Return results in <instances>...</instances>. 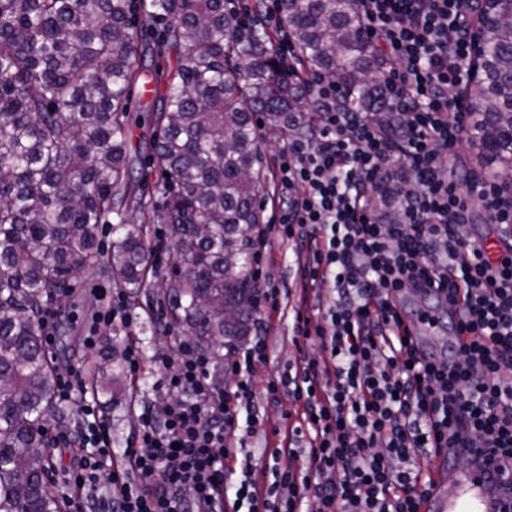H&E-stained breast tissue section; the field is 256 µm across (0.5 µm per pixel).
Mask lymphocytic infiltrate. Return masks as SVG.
I'll list each match as a JSON object with an SVG mask.
<instances>
[{
	"mask_svg": "<svg viewBox=\"0 0 512 512\" xmlns=\"http://www.w3.org/2000/svg\"><path fill=\"white\" fill-rule=\"evenodd\" d=\"M265 2L260 18L245 0L230 9L243 29L264 21L278 55L292 60L280 0ZM359 8L385 59L381 110H344L334 82L305 77L314 101L308 132L283 143L279 206L254 232L255 260L292 245L293 337L319 349L299 352L266 385L272 401L301 406L283 414L272 482L258 483L250 449L233 443L236 430L264 426L253 376L269 358L281 309L270 286L255 310L256 336L224 367L233 385L223 394L195 342L177 340L158 355L168 395L143 406L122 461L111 458L109 421L78 404L82 419L67 439L76 450L73 512H418L429 480L422 459L449 439L472 434L512 458V199L488 174L457 165L474 11L464 0H359ZM386 181L397 198L390 219L366 206ZM477 212L505 242L497 255L470 230ZM423 281L434 290L426 308L450 306L459 317L460 343L434 360L419 356L395 308ZM96 294L107 307L88 331L91 347L114 322L129 321L124 293ZM234 458L242 478L228 506L224 463ZM102 480L105 495L86 497Z\"/></svg>",
	"mask_w": 512,
	"mask_h": 512,
	"instance_id": "lymphocytic-infiltrate-1",
	"label": "lymphocytic infiltrate"
}]
</instances>
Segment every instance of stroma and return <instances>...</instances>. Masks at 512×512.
I'll return each instance as SVG.
<instances>
[{
  "label": "stroma",
  "instance_id": "obj_1",
  "mask_svg": "<svg viewBox=\"0 0 512 512\" xmlns=\"http://www.w3.org/2000/svg\"><path fill=\"white\" fill-rule=\"evenodd\" d=\"M170 254H163L156 262L155 269L158 277L147 288H144L138 298L126 301V312L130 317L129 325H116L98 347L90 348L85 343V336L91 325L92 318L102 309L103 304L94 294L95 287H111L112 281L98 272L85 271L72 281V298L78 304L75 318L69 325V349L61 356V364L70 366L82 365L85 371L106 366L108 357L113 350H125L128 343H135L139 349L143 363L139 383L129 384L128 387H117L115 399L99 398L98 407L112 423V448L116 455H123L128 442L138 428L141 406L144 402L167 395L162 385V376L155 365L159 353L171 350L175 338L179 336L178 325H171L169 333L158 329L157 311H170L171 304L165 292L166 280L170 273ZM292 321L288 317H278L273 321L272 334L276 346L267 364L259 366L254 374L255 404L260 413L265 416L263 432L247 438L246 445L254 455L258 466H265L269 457L267 448L275 446L279 440L276 428L282 427L283 406L268 399L265 391L268 380L278 377L289 360L295 355L291 343Z\"/></svg>",
  "mask_w": 512,
  "mask_h": 512
}]
</instances>
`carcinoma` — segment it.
I'll use <instances>...</instances> for the list:
<instances>
[{
    "mask_svg": "<svg viewBox=\"0 0 512 512\" xmlns=\"http://www.w3.org/2000/svg\"><path fill=\"white\" fill-rule=\"evenodd\" d=\"M298 62L334 81L351 112H374L384 63L363 36L357 0H281ZM158 41L131 26L135 0H0V512H64L44 475L46 420L57 367L39 315L70 297V280L95 270L136 294L155 273L144 225L176 242L171 313L208 348L249 332L253 226L264 223L254 169L261 141L302 135L306 90L264 34L242 35L224 0H143ZM175 57L160 107L147 113L150 162L166 178L163 209L140 193L131 154L136 83L155 58ZM481 76L467 89L479 117L475 144L488 171L512 179V10L480 33ZM264 117V126L253 114ZM368 205L390 217L385 183ZM113 214L116 239L100 250ZM250 304L227 325L209 297ZM121 363L92 373L90 390L114 397Z\"/></svg>",
    "mask_w": 512,
    "mask_h": 512,
    "instance_id": "carcinoma-1",
    "label": "carcinoma"
}]
</instances>
